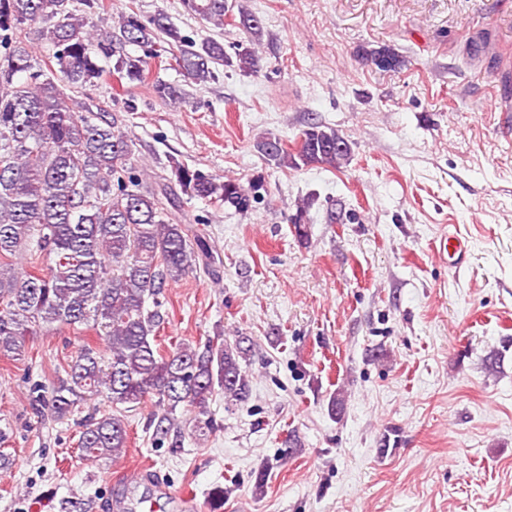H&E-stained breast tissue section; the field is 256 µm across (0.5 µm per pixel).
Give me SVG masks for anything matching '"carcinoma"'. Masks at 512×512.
<instances>
[{
  "label": "carcinoma",
  "mask_w": 512,
  "mask_h": 512,
  "mask_svg": "<svg viewBox=\"0 0 512 512\" xmlns=\"http://www.w3.org/2000/svg\"><path fill=\"white\" fill-rule=\"evenodd\" d=\"M183 12L216 26L234 4L180 0ZM247 39L233 45L198 40L164 13L134 10L92 24L69 0H0V356L21 361L27 340L53 326L92 325L105 350L86 344L65 377L32 401L61 420L102 397L112 412L92 416L79 438L89 458H119L127 448L124 412L156 399L163 415L155 435L178 427L177 410L196 413L193 435L212 428L210 401L219 393L243 403L249 380L240 360L243 340H210L200 349L179 343L163 350L156 332L164 320V288L214 257L202 237L176 219L182 197L246 210L260 198V182L219 180L170 159L168 173L148 182L133 153L126 117L139 109L131 87L147 79V59L162 55L197 84L219 78L220 68L245 74L260 69L264 31L238 8ZM38 41L43 52L29 49ZM139 47L133 56L127 47ZM116 59L123 81L121 111L74 100L71 91L94 87ZM155 93L184 103L182 89L158 80ZM279 167L340 166L350 152L333 128L311 122L290 153L280 140L256 143ZM51 260L48 272H21L17 260L32 251Z\"/></svg>",
  "instance_id": "carcinoma-1"
}]
</instances>
